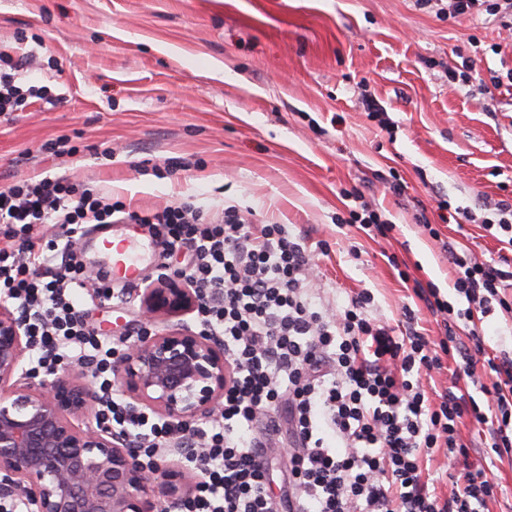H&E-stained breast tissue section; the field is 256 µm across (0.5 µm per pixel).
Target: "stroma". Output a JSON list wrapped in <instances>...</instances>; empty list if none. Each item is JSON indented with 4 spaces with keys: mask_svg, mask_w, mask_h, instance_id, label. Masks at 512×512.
Wrapping results in <instances>:
<instances>
[{
    "mask_svg": "<svg viewBox=\"0 0 512 512\" xmlns=\"http://www.w3.org/2000/svg\"><path fill=\"white\" fill-rule=\"evenodd\" d=\"M0 51L31 55L18 81L55 98L0 116V185L47 175L136 211L237 206L328 243L315 256L321 297L369 290L383 322L408 306L431 336L413 288L454 300L443 242L498 255L458 215L512 203V31L497 16L453 19L440 0H0ZM59 139L71 155L48 151ZM359 193L394 224L389 237L345 227ZM109 231L150 287L147 229ZM83 307L113 338L144 320L136 296ZM458 430L469 456L457 468L485 470L500 487L489 512H512V453L496 455L469 420Z\"/></svg>",
    "mask_w": 512,
    "mask_h": 512,
    "instance_id": "1",
    "label": "stroma"
}]
</instances>
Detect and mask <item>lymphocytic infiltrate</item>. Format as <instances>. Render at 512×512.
I'll return each instance as SVG.
<instances>
[{
    "label": "lymphocytic infiltrate",
    "mask_w": 512,
    "mask_h": 512,
    "mask_svg": "<svg viewBox=\"0 0 512 512\" xmlns=\"http://www.w3.org/2000/svg\"><path fill=\"white\" fill-rule=\"evenodd\" d=\"M25 59L0 61V115L47 99L44 86L24 85L14 73ZM467 222L497 230L507 250L478 260L449 249L451 284L466 308L455 309L435 284H415L443 337L414 327L404 308V332L373 313L360 291L341 306L318 300L315 251L324 242L286 224H251L236 206L206 216L193 202L140 213L93 189L48 176L0 188V296L25 319L38 370L52 374L64 360L94 364L103 397L104 424L133 432L134 450L153 466L173 448L200 468L193 496L179 512H487L498 485L483 470L450 474V494L437 492L426 461L440 453L467 456L458 424L486 428L496 454L512 452V353L486 354L477 320L494 312L512 319V204L496 203L492 216L462 210ZM146 224L163 254L188 250L181 276L200 291L196 323L220 337L232 379L218 422L185 427L133 414L112 396V364L127 338L108 340L90 330L81 299L126 303L128 289H113L86 268L77 244L88 224ZM60 238H47V227ZM466 325L469 347L457 349ZM461 361L441 393L427 380L444 369V356ZM495 375L484 383L479 360ZM288 449L284 502L270 493L268 457Z\"/></svg>",
    "instance_id": "lymphocytic-infiltrate-1"
}]
</instances>
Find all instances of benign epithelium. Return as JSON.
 Masks as SVG:
<instances>
[{"label": "benign epithelium", "mask_w": 512, "mask_h": 512, "mask_svg": "<svg viewBox=\"0 0 512 512\" xmlns=\"http://www.w3.org/2000/svg\"><path fill=\"white\" fill-rule=\"evenodd\" d=\"M197 305L175 271L141 294L146 330L112 367L134 411L189 425L209 418L223 399L230 381L224 346L180 321ZM159 320L170 325L159 330ZM31 349L24 321L1 303L0 497H22L32 512H174L198 472L144 468L101 423L92 369L40 378L23 366Z\"/></svg>", "instance_id": "1"}]
</instances>
